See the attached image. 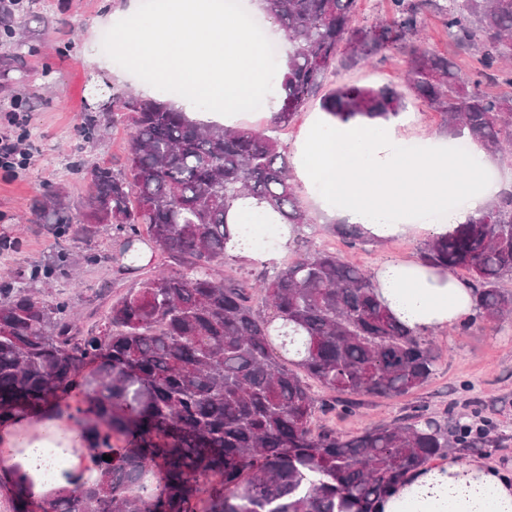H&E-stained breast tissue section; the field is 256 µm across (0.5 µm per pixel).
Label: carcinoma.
I'll use <instances>...</instances> for the list:
<instances>
[{"instance_id": "obj_1", "label": "carcinoma", "mask_w": 512, "mask_h": 512, "mask_svg": "<svg viewBox=\"0 0 512 512\" xmlns=\"http://www.w3.org/2000/svg\"><path fill=\"white\" fill-rule=\"evenodd\" d=\"M389 2L382 20L354 27L357 0H260L288 42L271 125L291 124L336 61L354 67L405 49L412 96L452 134L504 154L512 94L481 85L512 63V0ZM427 11L477 54L474 75L417 45ZM321 108L342 120L387 119L405 108V96L349 85L323 95ZM122 109L132 130L127 164L69 162L71 173L89 177L85 202L49 192L34 223L84 239L111 228L112 263L122 275L139 274L135 287L87 328L70 303L36 296L26 278L0 287V423L71 401L96 449L98 475L40 501L0 484L10 512H374L390 487L448 449L484 447L469 424L424 414L352 437L314 432L326 408L351 414L356 396L423 386L441 354L388 312L370 273L334 253L301 254L257 280L218 276L235 200L267 205L299 230L309 224L286 149L251 128L193 121L162 98L129 95ZM109 129L107 113H85L86 138ZM332 232L376 242L356 224ZM155 248L172 270L146 268ZM420 259L468 273L475 301L468 323L512 317V289L503 285L512 280V193L426 240ZM66 262L62 253L33 277L62 275ZM310 379L335 399L315 396Z\"/></svg>"}]
</instances>
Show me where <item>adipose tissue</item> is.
Returning <instances> with one entry per match:
<instances>
[{
	"mask_svg": "<svg viewBox=\"0 0 512 512\" xmlns=\"http://www.w3.org/2000/svg\"><path fill=\"white\" fill-rule=\"evenodd\" d=\"M403 118L387 121L355 118L346 122L326 112L311 113L293 157L294 174L318 207L343 224H357L380 239L421 232L445 234L480 217L500 192L489 179V158L480 144L454 153L447 139L430 137L420 152L402 146ZM256 209L236 203L228 213L231 238L226 251L253 262H267L285 251L294 228L277 225L275 243L260 246L255 236ZM389 309L419 334L453 327L474 314L472 292L461 280L412 259L387 260L374 274ZM58 402L35 415L0 425V481L16 480L18 471L33 476V498H42L35 456L21 449L71 448L59 486L94 465V452L81 438V427L58 416ZM377 512H512V473L481 461L448 462L424 470L408 484L394 486L376 505Z\"/></svg>",
	"mask_w": 512,
	"mask_h": 512,
	"instance_id": "1",
	"label": "adipose tissue"
}]
</instances>
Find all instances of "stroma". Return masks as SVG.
<instances>
[{"instance_id":"1","label":"stroma","mask_w":512,"mask_h":512,"mask_svg":"<svg viewBox=\"0 0 512 512\" xmlns=\"http://www.w3.org/2000/svg\"><path fill=\"white\" fill-rule=\"evenodd\" d=\"M22 6L33 20L11 58L0 56V114L13 100L29 99L22 147L31 160L17 175L0 171V236L17 242L7 260L0 261V273L8 269L30 275L59 252L78 258L73 275L35 283L34 289L46 300L63 299L83 314L100 316L107 309L105 283L116 280L124 288L133 284L132 279L116 277L110 260L116 250L111 229H101L88 242L72 237L57 240L31 218L35 202L54 188H65L75 202L84 197L85 181L64 170L65 161L79 155L117 165L129 151V131L123 126L90 143L80 135L84 108L96 105L99 87L111 86L118 94L139 92L140 79L116 63H104L100 47L102 35L123 16L127 0H22ZM421 26L428 51L447 55L461 74L475 73V57L448 39L437 14L426 13ZM404 72L405 55L395 50L365 65L333 67L324 87L357 84L400 91ZM295 188L311 222L299 241L275 258V266L315 250L338 252L346 262L370 272L394 257L418 258L423 241L419 235L366 247L347 243L330 231L331 217L312 204L304 184L296 183ZM89 253L97 255V262H85ZM432 339L445 359L426 385L401 398H364L350 414L318 415L314 428L349 437L418 413L439 419L462 416L486 426L490 442L480 450L452 449V456L462 463L482 459L512 471V321L500 327L480 321L466 329L451 327L433 332Z\"/></svg>"}]
</instances>
